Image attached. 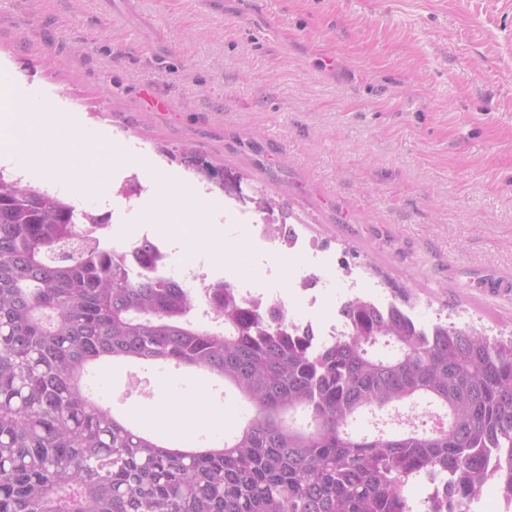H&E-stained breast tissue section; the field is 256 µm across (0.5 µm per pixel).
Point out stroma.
<instances>
[{
    "mask_svg": "<svg viewBox=\"0 0 512 512\" xmlns=\"http://www.w3.org/2000/svg\"><path fill=\"white\" fill-rule=\"evenodd\" d=\"M0 0V65L25 102H59L84 141L110 140L116 162L78 208L111 214L119 249L148 235L179 276L200 259L224 275L225 248L250 227L225 218L213 188L194 204L182 150L244 172V211L266 196L324 250L315 274L329 305L348 298L334 271L383 297L407 288L413 316L512 336V0ZM148 186L130 201L116 186ZM187 208L171 216L172 189ZM205 234L187 242L183 227ZM275 269L270 280L267 269ZM304 260L277 251L251 285L286 291ZM86 385L138 422L160 389L211 423L160 439L208 445L250 415L214 378L108 361Z\"/></svg>",
    "mask_w": 512,
    "mask_h": 512,
    "instance_id": "1",
    "label": "stroma"
}]
</instances>
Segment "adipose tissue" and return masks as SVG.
<instances>
[{
  "mask_svg": "<svg viewBox=\"0 0 512 512\" xmlns=\"http://www.w3.org/2000/svg\"><path fill=\"white\" fill-rule=\"evenodd\" d=\"M13 74L0 69V166H16L36 171L47 180L70 183L73 172L85 160H92L97 170L112 164L109 148L76 143L72 127L59 122L57 105L24 111ZM144 415L152 427L178 432L195 420L206 418L205 401H197L191 411H183L169 398H161Z\"/></svg>",
  "mask_w": 512,
  "mask_h": 512,
  "instance_id": "obj_1",
  "label": "adipose tissue"
}]
</instances>
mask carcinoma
Wrapping results in <instances>:
<instances>
[{"label": "carcinoma", "mask_w": 512, "mask_h": 512, "mask_svg": "<svg viewBox=\"0 0 512 512\" xmlns=\"http://www.w3.org/2000/svg\"><path fill=\"white\" fill-rule=\"evenodd\" d=\"M110 217L0 170V512H470L488 479L512 503V338L421 324L409 298L342 304L321 347L283 306L192 289L144 235L101 243ZM224 381L252 416L212 448L168 445L85 387L106 361ZM368 413L374 432L353 434Z\"/></svg>", "instance_id": "obj_1"}]
</instances>
